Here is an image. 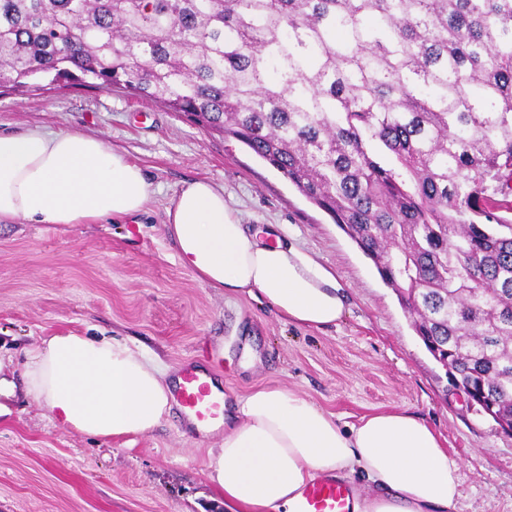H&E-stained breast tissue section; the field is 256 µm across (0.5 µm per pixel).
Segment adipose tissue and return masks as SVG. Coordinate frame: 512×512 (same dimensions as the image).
Returning <instances> with one entry per match:
<instances>
[{"label":"adipose tissue","mask_w":512,"mask_h":512,"mask_svg":"<svg viewBox=\"0 0 512 512\" xmlns=\"http://www.w3.org/2000/svg\"><path fill=\"white\" fill-rule=\"evenodd\" d=\"M152 194L142 168L100 139L0 134L2 224H98L142 213ZM165 215L180 263L202 283L262 298L299 328L343 318L335 275L296 247L262 242L210 182L187 184ZM25 356L21 383L0 375V417L20 390L61 426L109 440L145 434L170 410L167 369L116 337L59 333ZM459 469L439 433L407 411L372 412L349 425L305 395L265 385L229 407L207 478L226 512H302L308 486L351 475L372 488L353 496L352 512H448Z\"/></svg>","instance_id":"1"}]
</instances>
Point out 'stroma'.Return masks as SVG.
Instances as JSON below:
<instances>
[{"mask_svg": "<svg viewBox=\"0 0 512 512\" xmlns=\"http://www.w3.org/2000/svg\"><path fill=\"white\" fill-rule=\"evenodd\" d=\"M38 128L103 140L140 165L155 193L140 217L51 229L0 224V362L21 370L40 337L115 336L179 374L214 371L228 396L284 386L353 423L404 409L460 461L449 512H512V436L477 414L416 336L373 263L276 170L241 144L119 88L43 85L0 95V133ZM205 179L251 230L331 269L345 315L288 324L265 302L200 282L179 262L165 210ZM0 419V512H224L206 476L222 432L190 431L178 410L143 435L102 441L67 430L16 397Z\"/></svg>", "mask_w": 512, "mask_h": 512, "instance_id": "1", "label": "stroma"}]
</instances>
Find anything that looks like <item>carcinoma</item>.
<instances>
[{"label": "carcinoma", "instance_id": "obj_1", "mask_svg": "<svg viewBox=\"0 0 512 512\" xmlns=\"http://www.w3.org/2000/svg\"><path fill=\"white\" fill-rule=\"evenodd\" d=\"M0 72L121 86L248 148L512 420V0H0Z\"/></svg>", "mask_w": 512, "mask_h": 512}]
</instances>
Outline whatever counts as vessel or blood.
Wrapping results in <instances>:
<instances>
[{
	"label": "vessel or blood",
	"instance_id": "obj_1",
	"mask_svg": "<svg viewBox=\"0 0 512 512\" xmlns=\"http://www.w3.org/2000/svg\"><path fill=\"white\" fill-rule=\"evenodd\" d=\"M214 377L209 369L186 365L175 385V397L184 419L195 431L224 424V398L212 389ZM350 491L333 480L311 485L305 493L303 512H351Z\"/></svg>",
	"mask_w": 512,
	"mask_h": 512
}]
</instances>
